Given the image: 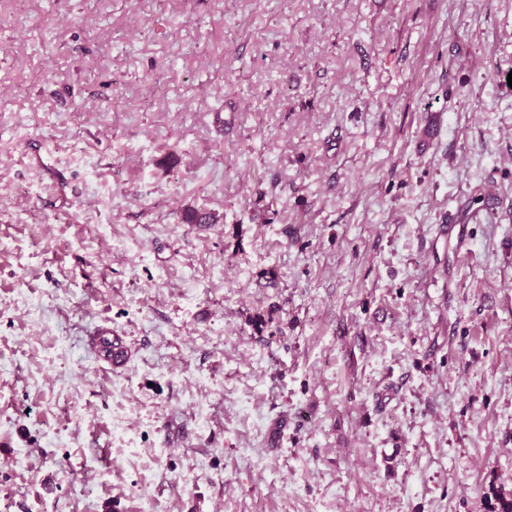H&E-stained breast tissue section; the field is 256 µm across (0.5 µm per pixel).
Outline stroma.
I'll return each instance as SVG.
<instances>
[{
  "label": "stroma",
  "instance_id": "stroma-1",
  "mask_svg": "<svg viewBox=\"0 0 512 512\" xmlns=\"http://www.w3.org/2000/svg\"><path fill=\"white\" fill-rule=\"evenodd\" d=\"M511 73L512 0H0V512H496Z\"/></svg>",
  "mask_w": 512,
  "mask_h": 512
}]
</instances>
